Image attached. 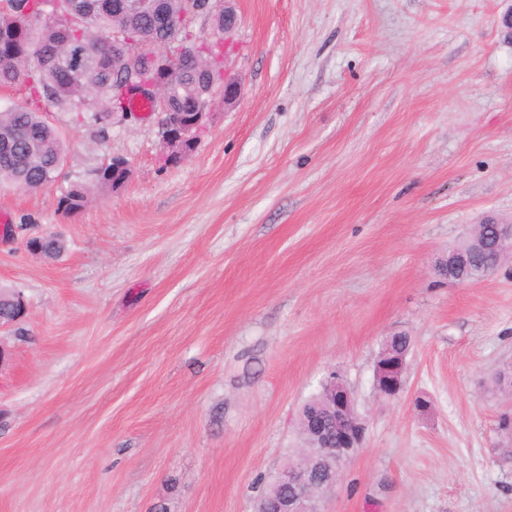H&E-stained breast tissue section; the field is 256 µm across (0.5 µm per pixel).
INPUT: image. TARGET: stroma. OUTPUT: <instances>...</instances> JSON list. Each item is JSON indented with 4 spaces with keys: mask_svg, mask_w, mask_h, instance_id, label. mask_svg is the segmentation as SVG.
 Listing matches in <instances>:
<instances>
[{
    "mask_svg": "<svg viewBox=\"0 0 512 512\" xmlns=\"http://www.w3.org/2000/svg\"><path fill=\"white\" fill-rule=\"evenodd\" d=\"M216 104L189 156L155 118L51 112L64 175L0 187V512H252L297 457L330 372L367 431L322 512H512V264L460 285L437 258L512 217L502 0H235ZM125 158L106 190L96 170ZM84 185V207L60 199ZM54 234L57 259L29 254ZM411 336L406 389H375Z\"/></svg>",
    "mask_w": 512,
    "mask_h": 512,
    "instance_id": "1",
    "label": "stroma"
}]
</instances>
